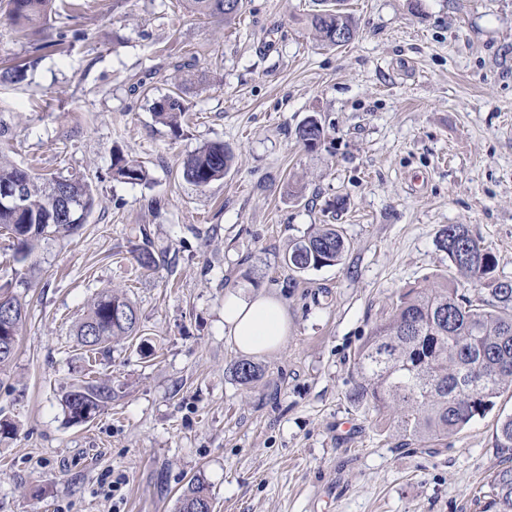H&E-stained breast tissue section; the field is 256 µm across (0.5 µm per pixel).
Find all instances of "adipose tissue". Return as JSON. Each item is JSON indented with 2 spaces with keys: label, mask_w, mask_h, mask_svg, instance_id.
<instances>
[{
  "label": "adipose tissue",
  "mask_w": 512,
  "mask_h": 512,
  "mask_svg": "<svg viewBox=\"0 0 512 512\" xmlns=\"http://www.w3.org/2000/svg\"><path fill=\"white\" fill-rule=\"evenodd\" d=\"M224 334L245 355L278 349L288 336V311L274 295L231 293L224 298Z\"/></svg>",
  "instance_id": "obj_1"
}]
</instances>
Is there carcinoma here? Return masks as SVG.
<instances>
[{
  "label": "carcinoma",
  "mask_w": 512,
  "mask_h": 512,
  "mask_svg": "<svg viewBox=\"0 0 512 512\" xmlns=\"http://www.w3.org/2000/svg\"><path fill=\"white\" fill-rule=\"evenodd\" d=\"M68 8L70 0H8V20L19 31L39 27L57 12L56 3ZM191 12L202 16L240 14L244 0H187ZM316 39L327 47L350 43L358 30L350 15L334 0L328 8L306 17ZM346 37L336 41V31ZM189 111L184 98L173 92L154 103L155 119L176 127ZM308 150L322 144L321 121L310 117L296 132ZM233 151L221 142L197 148L183 162V176L200 188L219 180L231 168ZM112 179L137 185L148 180L146 168L136 160L113 154ZM19 188L20 202L0 201V231L13 238V263L25 265L35 247L53 234H72L83 224L82 213L96 204L93 188L84 177L71 174L43 178L31 168L5 159L0 149V189ZM437 246L467 278L470 296L454 282L411 288L400 295L392 314L376 325L353 356L354 385L350 399L372 409L387 421L403 444H443L496 405L503 393L512 392V281L495 277L496 257L481 246L467 225L448 224ZM350 243L334 224H321L294 242L284 256L288 268L302 274L333 266L343 259ZM137 266L151 271L157 266L149 246L134 255ZM10 311L0 317V334L17 337L25 318L20 297L0 292ZM137 310L125 297L100 292L76 327L77 343L100 353L118 337L138 333ZM235 380L247 385L260 375L258 365L242 360L234 365ZM112 402V383L92 379L63 396L68 419L92 415ZM496 447L512 452V413L499 418ZM483 512H512V465L494 471L483 495ZM212 507L205 483L188 482L179 497L178 512H202Z\"/></svg>",
  "instance_id": "1"
}]
</instances>
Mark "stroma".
I'll return each instance as SVG.
<instances>
[{
    "label": "stroma",
    "instance_id": "stroma-1",
    "mask_svg": "<svg viewBox=\"0 0 512 512\" xmlns=\"http://www.w3.org/2000/svg\"><path fill=\"white\" fill-rule=\"evenodd\" d=\"M358 35L318 43L314 0H246L235 19L184 0H85L18 32L0 0V85L11 159L43 176L84 174L99 198L74 234L42 241L17 287L0 236V288L27 316L0 369V512H177L191 478L214 512H482L503 394L446 445H401L354 404L350 360L408 289L459 280L436 244L468 225L512 280V0H346ZM182 81L179 130L152 107ZM317 116L324 142L297 128ZM206 142L235 153L223 179L182 175ZM143 164L113 181L112 153ZM314 224L350 242L332 267L284 263ZM150 241L155 271L133 251ZM141 334L97 356L111 405L71 423L61 398L87 374L75 328L103 290ZM230 291L277 295L286 342L231 374ZM121 479L114 498L102 474ZM297 139L307 150H314L322 144L324 128L316 116L310 118L298 128Z\"/></svg>",
    "mask_w": 512,
    "mask_h": 512
}]
</instances>
